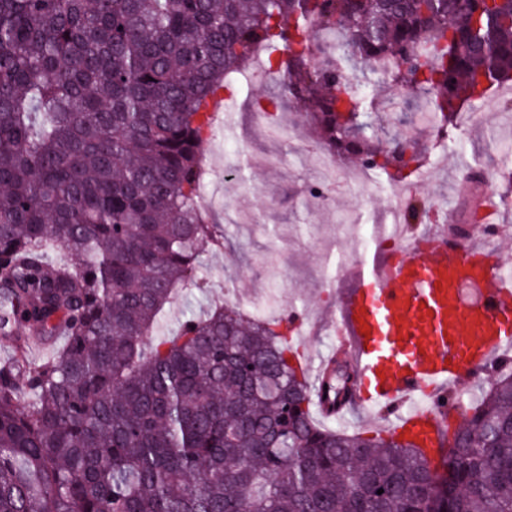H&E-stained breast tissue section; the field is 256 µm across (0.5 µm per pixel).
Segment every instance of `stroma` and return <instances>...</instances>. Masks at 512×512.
Here are the masks:
<instances>
[{
    "label": "stroma",
    "instance_id": "35a3bbf8",
    "mask_svg": "<svg viewBox=\"0 0 512 512\" xmlns=\"http://www.w3.org/2000/svg\"><path fill=\"white\" fill-rule=\"evenodd\" d=\"M272 87V81L259 79L224 94L220 132L203 146L220 152L203 196L213 219L224 226V248L203 254L202 286L173 298L157 332L174 333L190 315L222 299L247 312L264 310L270 318L290 311L307 317L299 341L305 353L327 357L340 345L336 314L340 292L349 285L337 278L336 260L364 253L355 225L396 221L400 189L377 179L364 188L351 187L346 176L358 167L353 157L337 165L326 202L314 200L310 189L322 175L317 139L294 124L287 136L268 138L247 121L245 101H271ZM393 97L387 111L372 115L388 147L412 128L410 90H395ZM481 109V123L459 121L457 146L442 148L430 136L420 137L429 160L415 190L437 204L438 223H468L472 173L486 177L482 196L512 188L503 178L502 158L505 142H512V82L494 86Z\"/></svg>",
    "mask_w": 512,
    "mask_h": 512
}]
</instances>
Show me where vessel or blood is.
I'll use <instances>...</instances> for the list:
<instances>
[{
	"mask_svg": "<svg viewBox=\"0 0 512 512\" xmlns=\"http://www.w3.org/2000/svg\"><path fill=\"white\" fill-rule=\"evenodd\" d=\"M498 227L462 243L435 226L395 258L376 250L343 266L337 334L354 364L356 398L387 408L398 439L430 460L443 452L454 386L512 357V278L496 274L487 247Z\"/></svg>",
	"mask_w": 512,
	"mask_h": 512,
	"instance_id": "obj_1",
	"label": "vessel or blood"
}]
</instances>
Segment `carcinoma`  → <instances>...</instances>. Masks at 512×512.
<instances>
[{
    "label": "carcinoma",
    "instance_id": "obj_1",
    "mask_svg": "<svg viewBox=\"0 0 512 512\" xmlns=\"http://www.w3.org/2000/svg\"><path fill=\"white\" fill-rule=\"evenodd\" d=\"M259 47L330 153L408 184L419 141L386 149L368 107L406 83L455 128L512 80V0H0V512H512L511 371L455 400L432 465L320 424L279 320L221 303L154 335L224 246L208 103ZM22 329L64 343L33 363ZM321 385L341 418V353Z\"/></svg>",
    "mask_w": 512,
    "mask_h": 512
}]
</instances>
